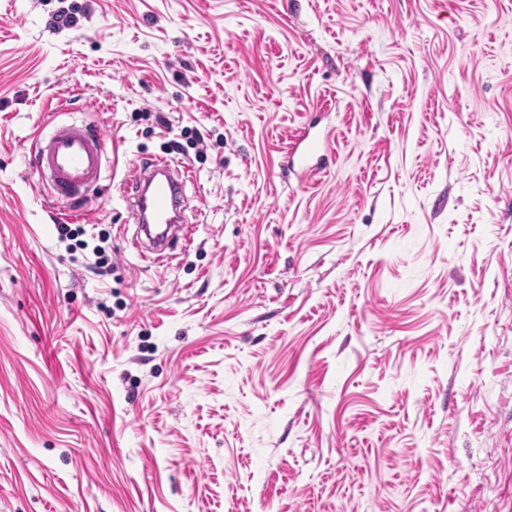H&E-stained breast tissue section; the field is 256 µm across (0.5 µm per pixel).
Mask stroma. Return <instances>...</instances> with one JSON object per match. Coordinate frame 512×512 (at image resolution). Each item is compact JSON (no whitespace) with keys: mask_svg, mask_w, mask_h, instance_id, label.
Returning a JSON list of instances; mask_svg holds the SVG:
<instances>
[{"mask_svg":"<svg viewBox=\"0 0 512 512\" xmlns=\"http://www.w3.org/2000/svg\"><path fill=\"white\" fill-rule=\"evenodd\" d=\"M73 121L105 275L31 165ZM0 512H512V0H0ZM146 165V169H137L133 179L139 185V191L130 208L134 223L139 224L148 239V244L137 243L141 256L160 264L168 259V233L172 224L183 222L185 198L182 188L189 169L182 166L180 170L163 157ZM150 224H165L166 227L161 232L152 233Z\"/></svg>","mask_w":512,"mask_h":512,"instance_id":"1","label":"stroma"}]
</instances>
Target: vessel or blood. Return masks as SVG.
Masks as SVG:
<instances>
[{
  "label": "vessel or blood",
  "instance_id": "vessel-or-blood-1",
  "mask_svg": "<svg viewBox=\"0 0 512 512\" xmlns=\"http://www.w3.org/2000/svg\"><path fill=\"white\" fill-rule=\"evenodd\" d=\"M33 164L39 187L60 204H73L86 192L96 190L105 160V142L82 123L59 124L49 134L35 137ZM187 170L163 157L137 169L138 195L131 214L146 242L139 248L143 258L162 263L168 257L167 227L180 224L183 241H190L191 225L183 221L185 198L182 188Z\"/></svg>",
  "mask_w": 512,
  "mask_h": 512
}]
</instances>
